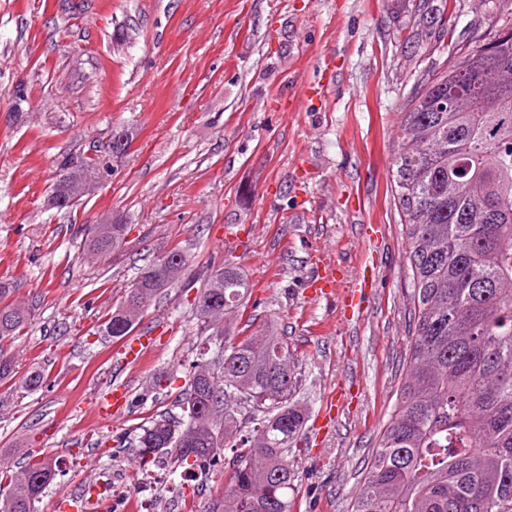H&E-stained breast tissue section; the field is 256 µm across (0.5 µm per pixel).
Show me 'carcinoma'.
<instances>
[{"label":"carcinoma","instance_id":"1","mask_svg":"<svg viewBox=\"0 0 512 512\" xmlns=\"http://www.w3.org/2000/svg\"><path fill=\"white\" fill-rule=\"evenodd\" d=\"M406 109L392 196L408 239L412 341L350 512H512V21L498 26L491 51L457 52L425 75ZM106 175L96 154L64 157L47 204L69 213L73 198ZM129 232L107 216L86 225L83 251L116 261ZM158 253L169 256L167 277L151 276L154 257L139 267L99 335H129L164 289L194 287L186 249ZM251 294L232 261L212 267L192 303L199 343L181 415H152L133 439L145 470L165 454L186 477L224 468V496L208 512H293L298 476L289 456L306 452L298 442L307 409L296 399L302 378L288 333L273 320L241 329L231 322ZM10 295L0 285V381L37 391L44 374L17 377L3 348L36 308ZM244 405L252 411L243 425ZM55 476L51 458L30 453L20 469L0 468L9 487L0 512H38Z\"/></svg>","mask_w":512,"mask_h":512}]
</instances>
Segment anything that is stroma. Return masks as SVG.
<instances>
[{"mask_svg": "<svg viewBox=\"0 0 512 512\" xmlns=\"http://www.w3.org/2000/svg\"><path fill=\"white\" fill-rule=\"evenodd\" d=\"M509 16L512 0H0V283L38 307L5 348L19 374L46 376L33 393L0 387V466L34 448L56 460L44 512L102 475L158 479L150 507L132 490L117 512H203L224 493L223 470L144 473L129 448L146 418L180 412L196 343L185 290L145 312L138 331L155 346L140 362L117 361L112 339L85 343L166 243L188 250L196 276L231 259L253 287L240 323L287 329L309 408L293 512H348L411 345L408 241L390 188L405 100ZM319 82L322 105L289 111L300 85ZM116 126L132 142L112 175L72 213L47 209L57 159ZM110 214L132 226L126 256L86 261L78 226ZM329 262L339 287L313 288ZM365 272L374 288L347 315L343 291ZM159 371L172 381L149 394ZM117 385L127 403L100 421L95 401ZM339 388L347 404L319 432Z\"/></svg>", "mask_w": 512, "mask_h": 512, "instance_id": "stroma-1", "label": "stroma"}]
</instances>
